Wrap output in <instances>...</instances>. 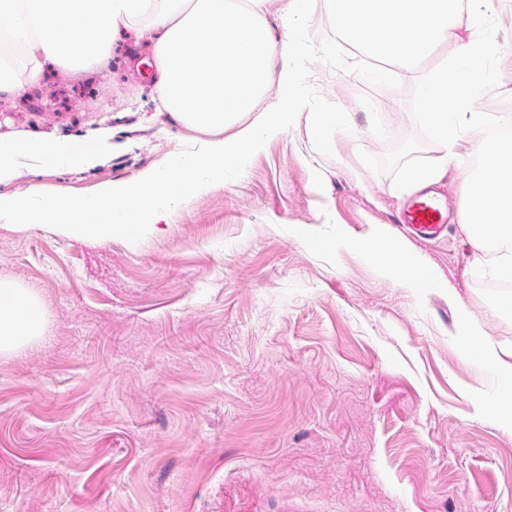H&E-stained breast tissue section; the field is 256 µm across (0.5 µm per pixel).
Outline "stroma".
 <instances>
[{"label":"stroma","mask_w":512,"mask_h":512,"mask_svg":"<svg viewBox=\"0 0 512 512\" xmlns=\"http://www.w3.org/2000/svg\"><path fill=\"white\" fill-rule=\"evenodd\" d=\"M497 86L477 106L512 115V0H497ZM122 40L106 66L50 69L29 103L0 102V133L118 148L90 169L23 173L0 192L91 196L192 150ZM375 88L316 62L310 80L348 114L333 154L308 113L246 165L174 203L135 240L0 222V277L34 288L47 331L0 356V512H512V421L500 382L461 344L465 320L512 353V321L482 297L459 221L469 138L435 188L448 231L424 243L394 216L409 193L361 153L418 130L417 78ZM388 230L434 270L409 288L350 239Z\"/></svg>","instance_id":"1"}]
</instances>
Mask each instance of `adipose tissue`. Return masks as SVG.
Returning <instances> with one entry per match:
<instances>
[{"label":"adipose tissue","mask_w":512,"mask_h":512,"mask_svg":"<svg viewBox=\"0 0 512 512\" xmlns=\"http://www.w3.org/2000/svg\"><path fill=\"white\" fill-rule=\"evenodd\" d=\"M269 0H0V99L26 98L46 66L78 73L109 62L122 33L149 35L151 84L171 119L205 134L202 149L171 159L167 170L112 182L92 196L46 197L31 187L26 198L0 193V218L12 226L52 224L79 239L130 238L167 222L171 203L208 190L225 170L240 166L266 139L288 127L302 104L300 79L274 68L294 51L289 36L274 37L265 20ZM277 96L257 110L269 86ZM255 113L250 124L245 114ZM99 131L79 153L66 139L0 135V183L20 171L37 175L62 164L89 166L109 149ZM355 245L386 275L416 287L426 268L396 239L375 233ZM45 319L33 289L0 278V355L42 336ZM467 352L512 392V362L474 324Z\"/></svg>","instance_id":"obj_1"}]
</instances>
